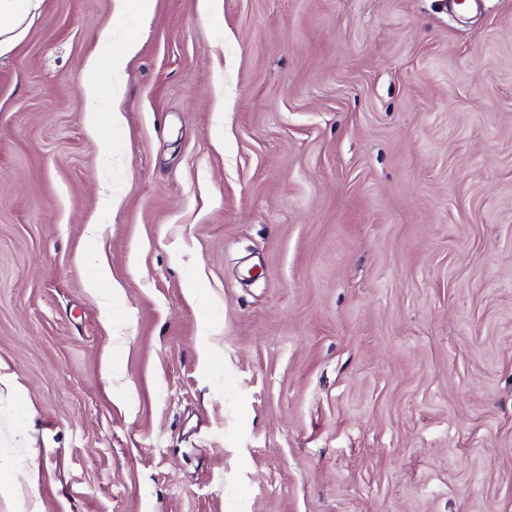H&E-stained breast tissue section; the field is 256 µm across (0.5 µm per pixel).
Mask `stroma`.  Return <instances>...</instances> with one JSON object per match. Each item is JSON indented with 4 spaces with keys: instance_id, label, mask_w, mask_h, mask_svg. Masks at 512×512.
I'll use <instances>...</instances> for the list:
<instances>
[{
    "instance_id": "obj_1",
    "label": "stroma",
    "mask_w": 512,
    "mask_h": 512,
    "mask_svg": "<svg viewBox=\"0 0 512 512\" xmlns=\"http://www.w3.org/2000/svg\"><path fill=\"white\" fill-rule=\"evenodd\" d=\"M0 363L40 512H512V0H44L0 55ZM113 37L112 27L101 31L99 41L105 50L89 55L80 78V90L90 103L85 125L95 140H102L106 132L125 122L120 108L123 87L112 82V74L123 71L138 50L137 40L127 36L122 40L120 50L112 51ZM105 74L110 75L108 80L104 79Z\"/></svg>"
}]
</instances>
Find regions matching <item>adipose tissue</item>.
<instances>
[{"mask_svg":"<svg viewBox=\"0 0 512 512\" xmlns=\"http://www.w3.org/2000/svg\"><path fill=\"white\" fill-rule=\"evenodd\" d=\"M43 0H0V52L15 47L26 35L32 19L39 13ZM114 33L104 28L99 36L101 50L89 55L80 78V90L90 107L85 125L94 139L122 126L125 117L120 108L122 85L112 82V74L121 72L136 54L138 43L125 37L120 50H112Z\"/></svg>","mask_w":512,"mask_h":512,"instance_id":"ef3b65f1","label":"adipose tissue"}]
</instances>
